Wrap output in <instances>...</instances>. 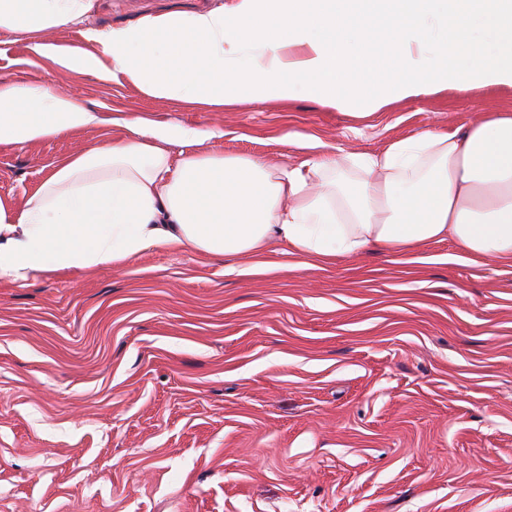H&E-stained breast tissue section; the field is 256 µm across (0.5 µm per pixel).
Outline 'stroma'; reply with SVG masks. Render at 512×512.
I'll use <instances>...</instances> for the list:
<instances>
[{
  "label": "stroma",
  "instance_id": "obj_1",
  "mask_svg": "<svg viewBox=\"0 0 512 512\" xmlns=\"http://www.w3.org/2000/svg\"><path fill=\"white\" fill-rule=\"evenodd\" d=\"M225 0H96L83 23L136 28ZM0 73L79 91L115 119L214 130L201 152L296 161L284 134L373 153L512 111V88L444 89L353 117L313 94L214 109L31 54L0 30ZM102 126L0 146L21 205ZM0 512H512V261L452 238L304 269L140 253L119 267L0 279Z\"/></svg>",
  "mask_w": 512,
  "mask_h": 512
}]
</instances>
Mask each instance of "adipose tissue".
<instances>
[{
	"label": "adipose tissue",
	"instance_id": "ef3b65f1",
	"mask_svg": "<svg viewBox=\"0 0 512 512\" xmlns=\"http://www.w3.org/2000/svg\"><path fill=\"white\" fill-rule=\"evenodd\" d=\"M94 2L0 0V29L99 79L120 75L150 96L218 108L303 89L343 112L445 88L512 87V0H235L140 28L86 29L89 51L36 41L83 22ZM105 123L72 90L0 77V146ZM115 125L108 145L53 164L22 206L0 201V278L119 266L158 248L256 256L273 238L319 264L447 236L465 253L512 260V111L359 156L288 134L301 154L291 165L199 152L211 134L192 127ZM345 164L362 176L341 207Z\"/></svg>",
	"mask_w": 512,
	"mask_h": 512
}]
</instances>
